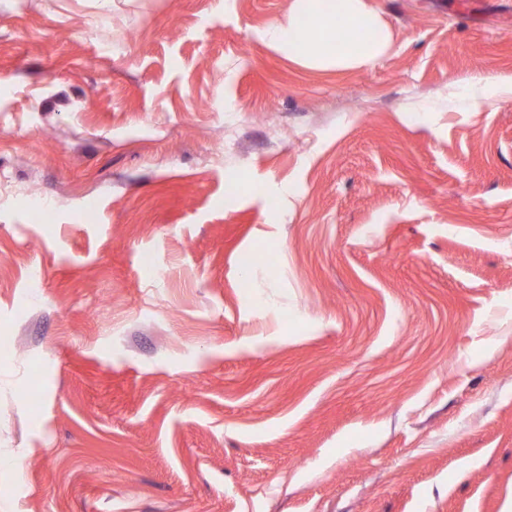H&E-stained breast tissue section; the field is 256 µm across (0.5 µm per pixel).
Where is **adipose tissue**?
<instances>
[{
	"instance_id": "1",
	"label": "adipose tissue",
	"mask_w": 512,
	"mask_h": 512,
	"mask_svg": "<svg viewBox=\"0 0 512 512\" xmlns=\"http://www.w3.org/2000/svg\"><path fill=\"white\" fill-rule=\"evenodd\" d=\"M267 39L298 64L351 69L387 53L391 35L365 0H294L287 24L271 26Z\"/></svg>"
}]
</instances>
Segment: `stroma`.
I'll return each instance as SVG.
<instances>
[{
  "mask_svg": "<svg viewBox=\"0 0 512 512\" xmlns=\"http://www.w3.org/2000/svg\"><path fill=\"white\" fill-rule=\"evenodd\" d=\"M366 2L0 0V512H512V0ZM288 25L266 38L298 64L316 69H351L374 64L391 46V35L365 0H294ZM305 27V36L299 33ZM486 87H491L495 94L505 97H512V77L509 76L508 78H500L494 76L478 80L472 86L470 100L474 103H477L478 99L484 96Z\"/></svg>",
  "mask_w": 512,
  "mask_h": 512,
  "instance_id": "obj_1",
  "label": "stroma"
}]
</instances>
